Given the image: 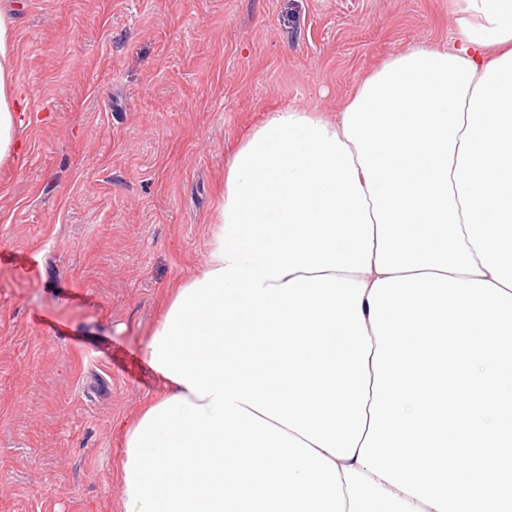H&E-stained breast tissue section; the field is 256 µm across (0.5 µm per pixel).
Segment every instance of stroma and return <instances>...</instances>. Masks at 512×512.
<instances>
[{"mask_svg": "<svg viewBox=\"0 0 512 512\" xmlns=\"http://www.w3.org/2000/svg\"><path fill=\"white\" fill-rule=\"evenodd\" d=\"M24 148L0 163V512H122L142 358L207 252L238 141L273 105L335 116L448 0H0ZM80 345H73V338Z\"/></svg>", "mask_w": 512, "mask_h": 512, "instance_id": "stroma-1", "label": "stroma"}]
</instances>
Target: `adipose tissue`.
I'll list each match as a JSON object with an SVG mask.
<instances>
[{"label": "adipose tissue", "mask_w": 512, "mask_h": 512, "mask_svg": "<svg viewBox=\"0 0 512 512\" xmlns=\"http://www.w3.org/2000/svg\"><path fill=\"white\" fill-rule=\"evenodd\" d=\"M276 105L143 349L123 512H512V0ZM0 12V163L22 151Z\"/></svg>", "instance_id": "ef3b65f1"}]
</instances>
